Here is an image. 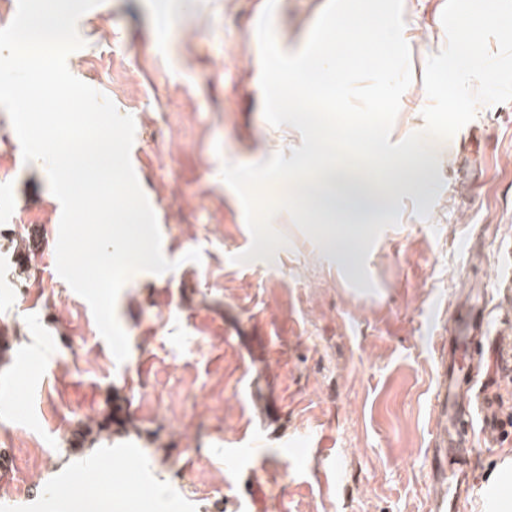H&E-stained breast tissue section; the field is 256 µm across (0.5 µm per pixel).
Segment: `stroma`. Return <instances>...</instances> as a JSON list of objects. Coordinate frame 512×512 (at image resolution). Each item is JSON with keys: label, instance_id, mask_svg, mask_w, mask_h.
Wrapping results in <instances>:
<instances>
[{"label": "stroma", "instance_id": "1", "mask_svg": "<svg viewBox=\"0 0 512 512\" xmlns=\"http://www.w3.org/2000/svg\"><path fill=\"white\" fill-rule=\"evenodd\" d=\"M327 0H276L274 31L303 48ZM446 0H403L412 80L391 128H427V59L446 45ZM265 0H101L76 26L69 71L132 115L162 252L175 266L127 280L115 306L129 341L117 362L81 296L54 272L60 205L43 162H24L0 109V450L14 477L0 512H50L56 485L114 479L107 512H429L432 397L449 317L483 289L494 335L512 273V101L478 105L402 169L384 214L307 236L272 218L286 246L236 263L251 245L223 164L301 146L263 114L256 19ZM176 23H169V16ZM202 259L186 260L191 249ZM283 416H269L270 401ZM111 417L110 430L86 434ZM272 467L247 459L261 430ZM512 427L478 450L493 503ZM333 470L337 482L322 474ZM254 476L252 496L241 481Z\"/></svg>", "mask_w": 512, "mask_h": 512}]
</instances>
